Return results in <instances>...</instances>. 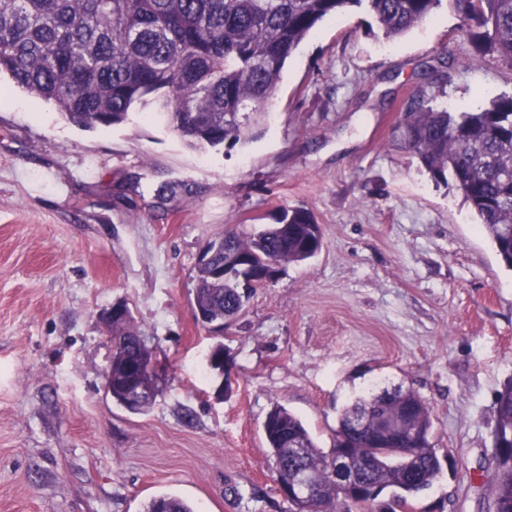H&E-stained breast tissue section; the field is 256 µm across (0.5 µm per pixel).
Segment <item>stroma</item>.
<instances>
[{
    "label": "stroma",
    "instance_id": "obj_1",
    "mask_svg": "<svg viewBox=\"0 0 512 512\" xmlns=\"http://www.w3.org/2000/svg\"><path fill=\"white\" fill-rule=\"evenodd\" d=\"M359 9L321 21L285 67L272 120L246 144L187 146L163 122L85 129L0 79V512H289L263 432L274 405L332 445L368 391H414L449 455L411 512H488L494 405L512 379V271L476 217L400 140L423 68L459 56L444 7L393 41ZM512 95L493 60L450 70L434 104ZM320 224L213 339L192 309L199 254L280 207ZM122 301L167 376L132 413L103 390L101 312ZM231 364H206L215 343ZM144 512H194L193 508L181 497L174 494H162L150 499L144 505Z\"/></svg>",
    "mask_w": 512,
    "mask_h": 512
}]
</instances>
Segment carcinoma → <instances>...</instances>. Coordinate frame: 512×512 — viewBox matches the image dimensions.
Wrapping results in <instances>:
<instances>
[{
	"label": "carcinoma",
	"mask_w": 512,
	"mask_h": 512,
	"mask_svg": "<svg viewBox=\"0 0 512 512\" xmlns=\"http://www.w3.org/2000/svg\"><path fill=\"white\" fill-rule=\"evenodd\" d=\"M450 4L469 22L465 69L489 57L512 70V0H0V76L83 128L112 127L139 108L163 118L191 147L232 146L263 126L288 60L326 16L350 7L369 12L394 39ZM424 90L405 106L402 138L437 182L451 184L478 217L512 270V96L477 111L448 112ZM224 248L257 268L314 257L323 242L314 214L281 208L280 217L243 238L224 233ZM224 257L197 267L200 310L232 320L242 312L238 283L222 278ZM118 344L137 336L133 317L108 327ZM263 430L276 484L310 473L318 495L290 512H349L392 490L397 509L442 474L429 410L411 390H383L346 407L325 451L302 421L276 405ZM299 452H288L287 439ZM498 465L487 483L488 510L512 512V381L495 401ZM368 454L373 465L359 468ZM341 455L356 467L359 489L336 486ZM144 512H194L162 494Z\"/></svg>",
	"instance_id": "cac0c4a2"
}]
</instances>
